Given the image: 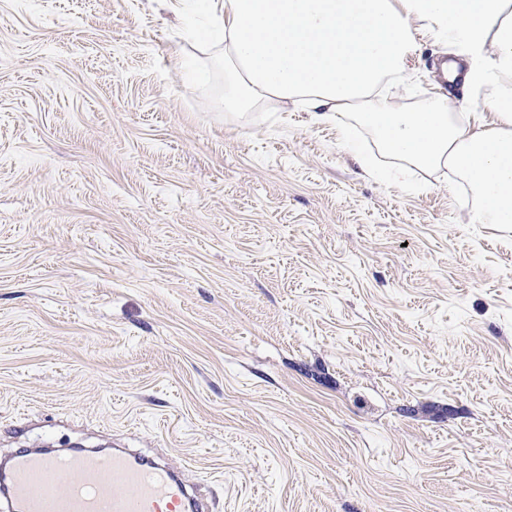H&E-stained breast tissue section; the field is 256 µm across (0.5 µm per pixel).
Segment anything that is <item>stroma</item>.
<instances>
[{
	"label": "stroma",
	"mask_w": 512,
	"mask_h": 512,
	"mask_svg": "<svg viewBox=\"0 0 512 512\" xmlns=\"http://www.w3.org/2000/svg\"><path fill=\"white\" fill-rule=\"evenodd\" d=\"M180 6L0 0V460L120 442L211 512H512V224L300 102L225 110ZM447 52L396 108L484 112Z\"/></svg>",
	"instance_id": "1"
}]
</instances>
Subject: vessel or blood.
Here are the masks:
<instances>
[{
  "label": "vessel or blood",
  "instance_id": "1",
  "mask_svg": "<svg viewBox=\"0 0 512 512\" xmlns=\"http://www.w3.org/2000/svg\"><path fill=\"white\" fill-rule=\"evenodd\" d=\"M0 512H205L166 466L122 448L15 452L0 471Z\"/></svg>",
  "mask_w": 512,
  "mask_h": 512
}]
</instances>
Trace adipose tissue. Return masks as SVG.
Masks as SVG:
<instances>
[{"mask_svg":"<svg viewBox=\"0 0 512 512\" xmlns=\"http://www.w3.org/2000/svg\"><path fill=\"white\" fill-rule=\"evenodd\" d=\"M193 39L223 46L226 105L302 99L315 118L346 117L408 168H451L468 186L469 221L512 223V0H183ZM448 44L442 70L481 94L492 118L465 125L440 93L396 111L419 39Z\"/></svg>","mask_w":512,"mask_h":512,"instance_id":"obj_1","label":"adipose tissue"}]
</instances>
